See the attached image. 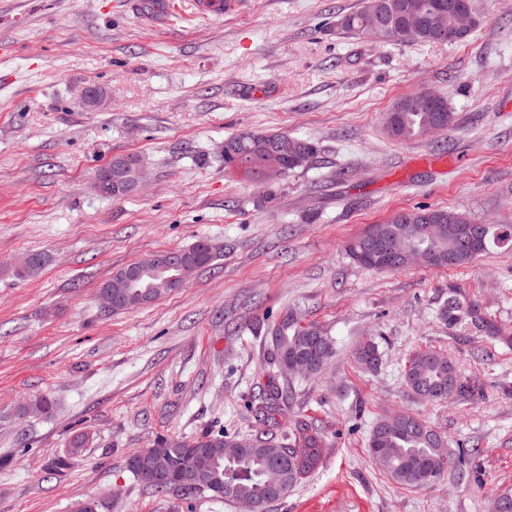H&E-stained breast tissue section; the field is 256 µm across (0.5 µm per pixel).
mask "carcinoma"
Returning <instances> with one entry per match:
<instances>
[{
	"mask_svg": "<svg viewBox=\"0 0 512 512\" xmlns=\"http://www.w3.org/2000/svg\"><path fill=\"white\" fill-rule=\"evenodd\" d=\"M461 10L473 8L472 0H363L359 10L338 20L341 31L351 35H372L379 41H401L402 30L411 20L422 27L414 41L429 44H454L460 38L441 34L437 24L447 12L448 2ZM422 94L407 95L392 107L388 134L398 140H410L422 131L438 127L444 131L452 119L448 100L431 94L433 103H420ZM288 144L315 157L318 144L288 133L246 131L224 139V170L248 163L254 157L249 147L275 156V162L288 174L299 169L291 154L279 151ZM414 224L410 233L406 225ZM416 238L415 246L427 252L433 267H458L469 263L489 246L512 251L511 224H480L461 210L416 208L393 214L382 224L370 225L347 245L349 256L358 264L370 268L380 249L395 248L405 252L406 243ZM185 259V274L210 265L217 248L206 239L180 249ZM111 288L112 297L120 299L114 311L140 307L139 294L128 287L123 272H117L103 283ZM473 316L455 295L448 296L440 318L448 326H456ZM268 336L276 339L270 353V365L275 371L268 375L265 389L251 403V411L266 420L285 416L290 393L289 363L297 357L310 363L308 375L321 373L334 355V343L319 327L302 325L293 314H285L272 324ZM355 359L368 371H375L382 362L376 342L366 340L355 350ZM403 377L417 396L433 402L453 398L469 399L475 388L461 378L454 363L445 355L430 349L419 350L405 363ZM54 407L47 395H39L18 407V415L30 411L49 414ZM378 444L382 452L373 457L375 464L397 484L420 488L433 484L448 473V468L460 459L461 453L444 457L437 444L434 428L418 416L398 411L380 418L373 426L368 446ZM85 445V436L78 434L69 443L68 453L51 459L48 468L60 472L68 468L71 456ZM325 445L324 434L312 422H299L291 441L254 438L205 430L191 440L160 437L149 448L140 449L126 459V468L142 486L157 494H174L191 500L198 495L234 502L252 500L261 512L266 505L288 496L293 488L307 479L319 466ZM304 449L299 465L288 463L284 448Z\"/></svg>",
	"mask_w": 512,
	"mask_h": 512,
	"instance_id": "1",
	"label": "carcinoma"
}]
</instances>
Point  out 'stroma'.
Segmentation results:
<instances>
[{
  "instance_id": "1",
  "label": "stroma",
  "mask_w": 512,
  "mask_h": 512,
  "mask_svg": "<svg viewBox=\"0 0 512 512\" xmlns=\"http://www.w3.org/2000/svg\"><path fill=\"white\" fill-rule=\"evenodd\" d=\"M479 25L455 44L382 43L336 26L362 0H240L198 17L143 0H0V512H248L206 496L158 495L125 468L158 437L203 430L278 440L315 422L318 469L266 512H492L512 492V254L383 273L349 241L417 207L512 224V0H474ZM447 98L448 130L397 140L399 98ZM243 131L318 142L309 167L259 187L224 171V140ZM138 156L142 186L100 195L114 157ZM272 192L264 203L263 192ZM205 238L222 256L181 288L128 312L96 294L123 267ZM41 269L18 274L24 257ZM456 290L502 330L448 327ZM292 313L336 354L298 376L279 425L250 404L266 382L262 321ZM375 338L377 372L357 346ZM420 349L446 355L478 393L432 402L402 370ZM37 394L51 415L18 417ZM403 410L465 451L468 479L423 488L368 455L376 420ZM90 445L50 471L72 435Z\"/></svg>"
}]
</instances>
